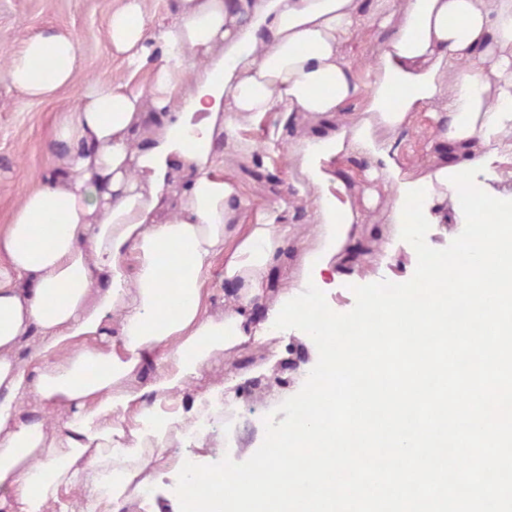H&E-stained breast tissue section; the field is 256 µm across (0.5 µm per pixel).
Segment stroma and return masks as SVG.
<instances>
[{
	"instance_id": "stroma-1",
	"label": "stroma",
	"mask_w": 512,
	"mask_h": 512,
	"mask_svg": "<svg viewBox=\"0 0 512 512\" xmlns=\"http://www.w3.org/2000/svg\"><path fill=\"white\" fill-rule=\"evenodd\" d=\"M119 0H0V225L9 223L25 193L56 168L53 142L59 118L75 111L82 86L93 79H106L123 73L120 57L110 53L106 42L109 13ZM54 28L74 35L78 41L80 65L71 83L46 101L25 98L11 83L9 59L24 40L42 30ZM302 114L270 113L243 130L254 150L251 157L230 165L227 172L242 195L252 202L243 223L256 220L268 202L289 198L293 206L287 222L295 237L291 252L281 264L268 295L299 287L296 257L298 250L313 247L318 227L311 220L318 189L307 184L301 162L294 152L297 137L305 127ZM447 126L444 118L416 116L394 136L377 130L378 138L388 139L405 171L423 175L438 163V135ZM353 182L354 205L365 209L368 222L361 241L365 251L356 263L357 272L343 275L322 272V290L330 308L350 311L355 304L353 284L380 280L402 283L412 278L417 259L406 241H399L391 254H380L379 246L389 235L376 181L366 177L359 159L342 161ZM318 360L313 340L292 329L275 334L263 345H244L226 352L206 369L204 381L224 385L227 423L222 432L195 449L200 464H213L223 457L246 461L264 438L263 419L271 407L280 405L300 391L307 370Z\"/></svg>"
}]
</instances>
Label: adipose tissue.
Here are the masks:
<instances>
[{
	"label": "adipose tissue",
	"mask_w": 512,
	"mask_h": 512,
	"mask_svg": "<svg viewBox=\"0 0 512 512\" xmlns=\"http://www.w3.org/2000/svg\"><path fill=\"white\" fill-rule=\"evenodd\" d=\"M379 2L368 17L360 0H174L152 28L146 0L111 11L124 74L85 86L56 125L57 175L0 227V512H50L69 492L79 512L150 498L173 445L223 410L220 385L188 410L175 395L224 352L263 341L243 312L270 317L265 288L294 232L242 225L247 202L216 143L246 156L240 130L268 113L330 118L295 146L310 183L350 206L327 164L360 157L390 194L393 238L440 223L433 207L453 191L436 172L403 171L371 120L396 130L447 113L446 168L512 156V0ZM368 22L384 39L363 71L343 48ZM78 65L76 39L49 29L11 54L9 75L46 100ZM219 262L230 299L216 310Z\"/></svg>",
	"instance_id": "adipose-tissue-1"
}]
</instances>
